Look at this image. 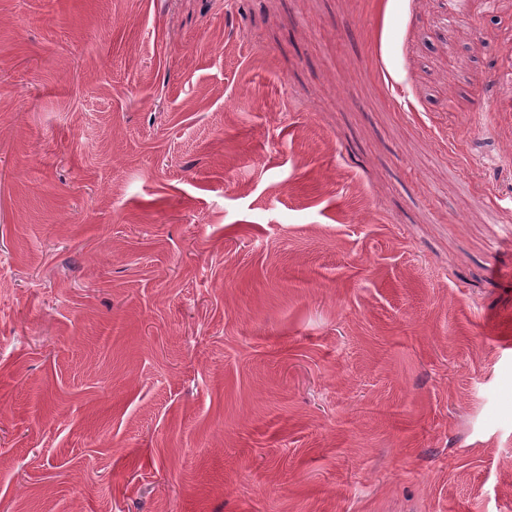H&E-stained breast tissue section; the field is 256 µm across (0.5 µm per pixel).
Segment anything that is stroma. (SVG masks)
<instances>
[{"mask_svg":"<svg viewBox=\"0 0 512 512\" xmlns=\"http://www.w3.org/2000/svg\"><path fill=\"white\" fill-rule=\"evenodd\" d=\"M512 0H0V512H512Z\"/></svg>","mask_w":512,"mask_h":512,"instance_id":"stroma-1","label":"stroma"}]
</instances>
